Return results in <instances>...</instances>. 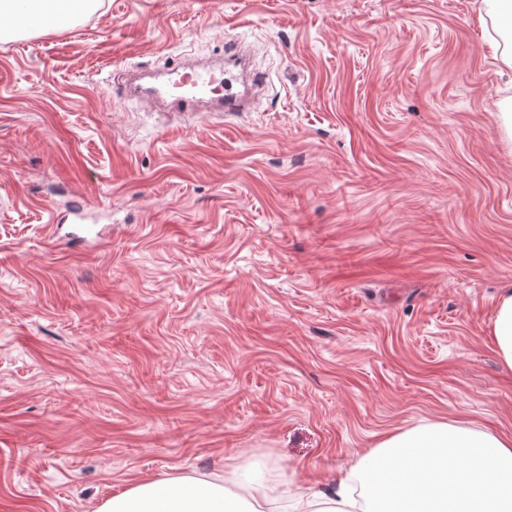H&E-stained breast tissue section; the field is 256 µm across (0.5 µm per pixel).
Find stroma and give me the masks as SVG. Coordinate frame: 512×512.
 I'll use <instances>...</instances> for the list:
<instances>
[{
  "label": "stroma",
  "mask_w": 512,
  "mask_h": 512,
  "mask_svg": "<svg viewBox=\"0 0 512 512\" xmlns=\"http://www.w3.org/2000/svg\"><path fill=\"white\" fill-rule=\"evenodd\" d=\"M249 42L187 120L121 70ZM476 0H99L0 39V512L253 465L332 484L388 432L512 435V141ZM82 207L83 242L54 236ZM491 342L502 366L512 371V289L500 293L491 325Z\"/></svg>",
  "instance_id": "35a3bbf8"
}]
</instances>
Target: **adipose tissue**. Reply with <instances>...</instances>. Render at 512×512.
Here are the masks:
<instances>
[{
	"label": "adipose tissue",
	"mask_w": 512,
	"mask_h": 512,
	"mask_svg": "<svg viewBox=\"0 0 512 512\" xmlns=\"http://www.w3.org/2000/svg\"><path fill=\"white\" fill-rule=\"evenodd\" d=\"M494 64L512 69V0H480ZM491 342L512 371V289L500 293ZM97 512H512V437L465 420H427L385 435L329 490L280 498L244 464L220 476L145 481Z\"/></svg>",
	"instance_id": "adipose-tissue-1"
}]
</instances>
